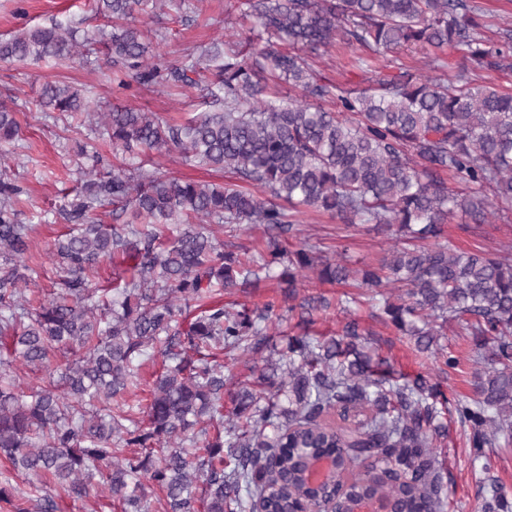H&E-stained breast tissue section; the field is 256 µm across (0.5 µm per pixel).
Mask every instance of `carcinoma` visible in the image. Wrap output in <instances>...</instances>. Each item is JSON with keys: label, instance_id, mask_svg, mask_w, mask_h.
<instances>
[{"label": "carcinoma", "instance_id": "1", "mask_svg": "<svg viewBox=\"0 0 512 512\" xmlns=\"http://www.w3.org/2000/svg\"><path fill=\"white\" fill-rule=\"evenodd\" d=\"M162 0H94L105 27L78 38V28H49L0 39V60H71L78 43L102 42L112 69L140 85L198 84L199 62L151 61L152 43L133 23ZM272 38L317 50L339 40L376 53L412 46L462 53L450 80L401 71L381 74L377 87L353 92L318 76L309 60L271 45L260 59L205 49L215 62L219 102L182 124L154 113L113 106L95 126L130 152L170 146L185 162L230 173L246 186L145 173L139 164L90 170L73 199L61 205L68 230L53 244L56 292L35 307L21 285L38 277L29 265L28 226L19 223L22 189L0 174V364L46 369L45 385L26 392L0 373V457L13 470L44 478L74 499L99 478L120 512H151L147 489L164 494L165 512H285L288 503L321 509L302 458L334 454L327 483L343 487L340 507L364 496L389 500L398 512H444L447 492L433 440L446 436L440 392L417 376L398 381L361 343L348 322L339 337H288L278 358L257 376L259 390L225 388L214 351L267 348L272 302L259 312L211 304L215 288L257 287L259 272L277 263L278 283L293 297L308 273L321 283L404 289L384 302L385 322L416 337L428 352L435 327L456 324L473 337L474 396L455 410L472 431L473 447L512 442V251H457L441 244L457 217L462 229L512 218V93L472 86L475 69H512V28L485 37L480 8L470 0H246ZM303 93L269 96L264 73ZM44 111L76 119L90 114L77 88L47 82ZM336 103V111L322 106ZM19 137V123L0 102V142ZM129 215L122 224L95 217L105 205ZM307 210L342 224L395 231L404 244L376 264L354 267L343 249L333 261L317 242L285 249ZM243 224L261 226L271 259L232 241L215 242ZM121 255L105 298L90 287L103 262ZM198 302L188 325L183 303ZM162 357L151 399L137 417L124 395L137 387L144 360ZM336 419H330L331 415ZM195 447L188 457L184 443ZM140 449L139 453L131 449ZM204 486L197 497L195 486ZM39 495L31 508L54 512ZM482 512H512L491 485Z\"/></svg>", "mask_w": 512, "mask_h": 512}]
</instances>
